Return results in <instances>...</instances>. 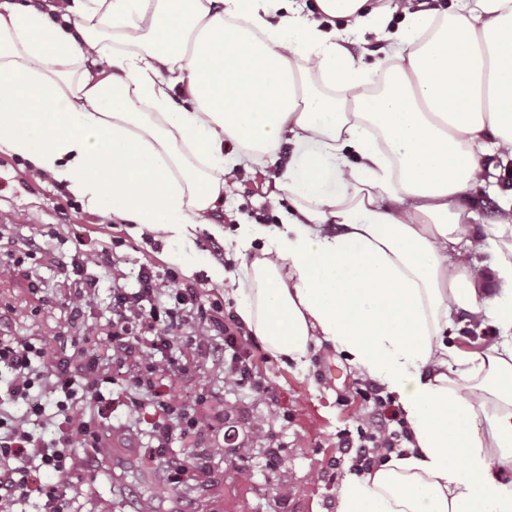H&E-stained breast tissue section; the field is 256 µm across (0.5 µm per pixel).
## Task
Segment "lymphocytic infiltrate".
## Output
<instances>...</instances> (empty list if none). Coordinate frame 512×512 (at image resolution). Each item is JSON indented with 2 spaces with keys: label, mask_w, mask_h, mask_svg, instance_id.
I'll list each match as a JSON object with an SVG mask.
<instances>
[{
  "label": "lymphocytic infiltrate",
  "mask_w": 512,
  "mask_h": 512,
  "mask_svg": "<svg viewBox=\"0 0 512 512\" xmlns=\"http://www.w3.org/2000/svg\"><path fill=\"white\" fill-rule=\"evenodd\" d=\"M168 287H160L152 270L141 274L137 291L118 288L112 298V355L109 361L90 359L83 351L89 337H79L78 350L56 356L47 340L30 336H0V369L9 374L7 396L13 401L28 400L33 391L56 396L59 435L45 439L30 420H12L0 415V512H14L17 502L39 492L41 512H62L65 492L74 475L72 451L97 448L103 441L100 421L83 407V399L106 402L114 373L124 374L137 396L134 406H145V394L153 391L163 371L189 374L188 365L170 358L176 346L208 355L223 351L224 365L242 387L260 390L247 353L238 339L225 335L215 344L212 330L220 328L223 309L219 302H202L194 288L178 287L176 273H168ZM168 354L166 367H157L156 354ZM363 400L378 408L387 421L375 429L358 428L356 437H341L343 454L352 459L354 471L366 474L377 469L389 452L402 442L411 441L410 430L390 397L367 383L358 390ZM160 411L155 429L158 447H166L176 437L202 441L206 426L171 400H157ZM36 461L48 471L53 482L38 486L34 475L23 466V459Z\"/></svg>",
  "instance_id": "f902f5d3"
}]
</instances>
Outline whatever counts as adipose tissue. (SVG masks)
Segmentation results:
<instances>
[{"instance_id": "1", "label": "adipose tissue", "mask_w": 512, "mask_h": 512, "mask_svg": "<svg viewBox=\"0 0 512 512\" xmlns=\"http://www.w3.org/2000/svg\"><path fill=\"white\" fill-rule=\"evenodd\" d=\"M368 34L365 63L346 44ZM286 142L283 228L233 237L239 316L281 362L345 353L413 438L338 512H512V201L478 238L464 204L512 159V0H0V151L95 215L223 236L226 176ZM460 310L499 341L446 344ZM382 43L372 36H367L365 40H352L347 45L350 54L355 60L366 63L372 62L378 56V49Z\"/></svg>"}]
</instances>
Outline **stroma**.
<instances>
[{
	"mask_svg": "<svg viewBox=\"0 0 512 512\" xmlns=\"http://www.w3.org/2000/svg\"><path fill=\"white\" fill-rule=\"evenodd\" d=\"M295 155L294 146L284 145L276 164L227 180L213 221L229 232L240 224L279 223L268 197ZM510 196L512 162L497 175L492 191L482 193L479 221L470 232L482 233L484 225L496 223L501 200ZM77 239L89 258L88 277L99 282L88 306L75 304L80 281L61 266ZM31 243L36 258L11 263V255ZM104 248L112 253L107 267L92 260ZM175 252L183 253V266L171 263ZM250 260L204 230L185 243L141 233L118 213L100 219L66 187L0 152V336L46 339L65 355L69 339L89 332L98 337L94 354L108 359L113 286L136 291L145 265L161 276L173 270L180 282L196 287L202 300L221 301L225 329L241 336L264 385L260 391L241 388L225 373L223 361L184 351L191 372L172 376L163 394L193 408L202 421L223 413V427L211 436L220 440L229 432L235 439L232 451L208 457L205 477L189 473L176 483L150 459L153 409L132 407L127 385L115 386L105 447L73 452L77 478L67 492L70 512H337L338 488L351 473L349 460L338 451L339 435L366 423L371 405L357 395L359 381L345 355L331 346L319 347L300 369L273 358L252 336L238 316L235 298L211 279L216 267L224 269L227 279H240ZM456 321L450 342L462 351L484 350L499 336L492 319L476 326L461 311ZM89 460L97 478L85 472ZM244 471L250 472L249 480L241 479Z\"/></svg>",
	"mask_w": 512,
	"mask_h": 512,
	"instance_id": "1",
	"label": "stroma"
}]
</instances>
